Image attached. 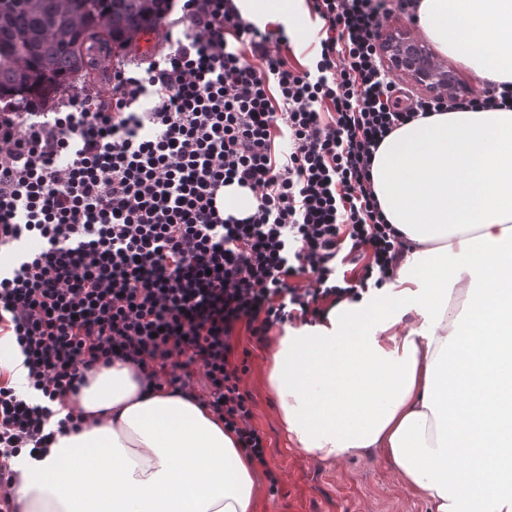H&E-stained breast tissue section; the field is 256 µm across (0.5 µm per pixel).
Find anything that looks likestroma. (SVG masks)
Returning <instances> with one entry per match:
<instances>
[{
  "label": "stroma",
  "mask_w": 512,
  "mask_h": 512,
  "mask_svg": "<svg viewBox=\"0 0 512 512\" xmlns=\"http://www.w3.org/2000/svg\"><path fill=\"white\" fill-rule=\"evenodd\" d=\"M296 26L282 54L291 64L307 65L317 54L321 23L305 9ZM237 335L239 346L251 352L241 388L252 398L253 424L265 436L269 465L280 478L274 493L260 480L257 512H431L400 484L383 451L325 462L292 448L266 385L268 345L250 341L242 329Z\"/></svg>",
  "instance_id": "1"
}]
</instances>
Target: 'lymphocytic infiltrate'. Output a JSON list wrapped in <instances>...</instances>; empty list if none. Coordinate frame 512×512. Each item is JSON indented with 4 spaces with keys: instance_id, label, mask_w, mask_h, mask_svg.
<instances>
[{
    "instance_id": "f902f5d3",
    "label": "lymphocytic infiltrate",
    "mask_w": 512,
    "mask_h": 512,
    "mask_svg": "<svg viewBox=\"0 0 512 512\" xmlns=\"http://www.w3.org/2000/svg\"><path fill=\"white\" fill-rule=\"evenodd\" d=\"M411 2L311 0L320 50L303 70L281 54L284 25L260 28L234 0H182V35L144 73L115 71L109 102L0 113V248L39 243L0 272V334L27 371L0 384L1 490L12 458L79 428L53 402L115 361L198 396L268 468L236 330L260 342L391 282L404 242L371 186L381 141L432 112L512 108L508 83L404 101L377 35ZM234 183L257 200L242 219L216 205Z\"/></svg>"
}]
</instances>
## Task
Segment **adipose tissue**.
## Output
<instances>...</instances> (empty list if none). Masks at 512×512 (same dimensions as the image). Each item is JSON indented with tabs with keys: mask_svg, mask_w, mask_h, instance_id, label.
<instances>
[{
	"mask_svg": "<svg viewBox=\"0 0 512 512\" xmlns=\"http://www.w3.org/2000/svg\"><path fill=\"white\" fill-rule=\"evenodd\" d=\"M425 39L512 83V0H417ZM372 183L403 236L393 280L272 339L281 429L323 460L386 453L434 512H512V110L394 130ZM80 430L14 460L19 512H255L253 462L198 401L114 362L65 400Z\"/></svg>",
	"mask_w": 512,
	"mask_h": 512,
	"instance_id": "adipose-tissue-1",
	"label": "adipose tissue"
}]
</instances>
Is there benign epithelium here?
<instances>
[{"label":"benign epithelium","instance_id":"obj_1","mask_svg":"<svg viewBox=\"0 0 512 512\" xmlns=\"http://www.w3.org/2000/svg\"><path fill=\"white\" fill-rule=\"evenodd\" d=\"M384 66L413 81L432 97H460L462 88L440 66L427 62L431 52L422 43L412 39L409 31L395 28L384 32L380 38Z\"/></svg>","mask_w":512,"mask_h":512}]
</instances>
